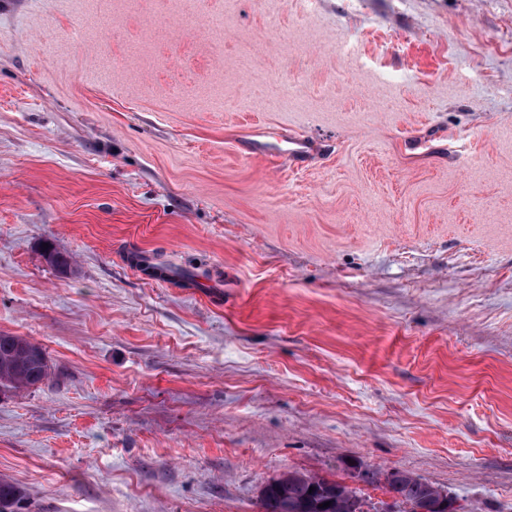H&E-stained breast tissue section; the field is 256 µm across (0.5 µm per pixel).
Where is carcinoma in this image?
<instances>
[{"instance_id": "1", "label": "carcinoma", "mask_w": 512, "mask_h": 512, "mask_svg": "<svg viewBox=\"0 0 512 512\" xmlns=\"http://www.w3.org/2000/svg\"><path fill=\"white\" fill-rule=\"evenodd\" d=\"M50 366L44 349L24 336L0 333V392L35 387L47 379ZM385 489L407 512H461L448 507L453 498L442 499V491L404 471L385 478ZM23 493L0 479V512H14ZM330 502L327 508L320 507ZM264 512H370L357 489L323 476L289 471L269 481L262 495Z\"/></svg>"}]
</instances>
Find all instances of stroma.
<instances>
[{
  "instance_id": "obj_1",
  "label": "stroma",
  "mask_w": 512,
  "mask_h": 512,
  "mask_svg": "<svg viewBox=\"0 0 512 512\" xmlns=\"http://www.w3.org/2000/svg\"><path fill=\"white\" fill-rule=\"evenodd\" d=\"M0 332L22 512H512V0H0ZM50 366L44 349L23 336L0 333V392L35 387L47 379ZM314 487L312 493L309 488ZM331 501L327 508L320 504ZM265 512H370L356 488L323 476L288 471L269 481L262 495ZM396 478H385V489L394 498V503L401 506H409V510L398 512H448V507L456 503L451 496L448 500L442 499V492L433 485L404 471L395 472ZM446 503L444 509L440 504Z\"/></svg>"
}]
</instances>
